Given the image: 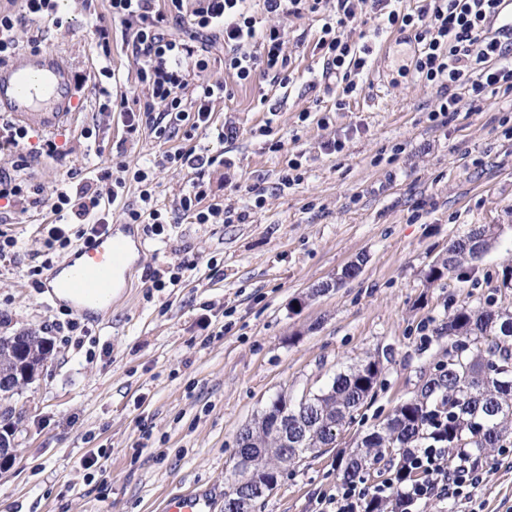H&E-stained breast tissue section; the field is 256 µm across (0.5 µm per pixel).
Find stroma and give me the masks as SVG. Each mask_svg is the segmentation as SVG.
Here are the masks:
<instances>
[{
	"label": "stroma",
	"instance_id": "stroma-1",
	"mask_svg": "<svg viewBox=\"0 0 512 512\" xmlns=\"http://www.w3.org/2000/svg\"><path fill=\"white\" fill-rule=\"evenodd\" d=\"M97 22L111 32L109 53L90 42ZM321 27L316 16L289 18L290 85L264 74L233 85L212 105L211 131L190 140L181 132L161 140L147 128L131 137L101 111L100 86L115 96L141 92L129 32L107 0H67L56 16L18 29L17 50L41 44L83 78L76 124L52 133L61 153L27 169L30 183L49 191L70 174L123 161L149 173L168 224L153 238L132 227L142 248L126 291L81 318L80 331L52 336L41 374L12 397L22 419L16 457L0 469V512H160L190 489L224 512L241 429L274 399L319 392L378 355L376 393L356 422L335 448L284 469L254 509L319 512L355 438L410 398L420 367L437 361L435 330L449 312L485 301L512 310V288L501 285L512 255V94L430 122L436 94L399 76L413 47L391 33L372 46L362 93L337 109L314 49ZM227 123L237 136L219 141ZM334 137L342 151L325 153L322 143ZM190 146L220 156L204 180L212 198L238 212L232 223L194 224L179 210L191 175L159 160ZM292 160L299 179L286 184ZM52 219L26 203L0 211V231L18 241L0 261V336L44 331L59 313L30 275L47 281L67 259L44 252ZM488 224L509 230L475 280L427 284L452 239ZM356 260L360 273L342 278ZM179 264L178 285L153 286L150 270ZM325 282L330 290L318 292ZM91 456L104 482L93 481ZM483 457L470 497L433 499L424 512H512V461L495 448Z\"/></svg>",
	"mask_w": 512,
	"mask_h": 512
}]
</instances>
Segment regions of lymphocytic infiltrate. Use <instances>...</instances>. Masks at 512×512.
<instances>
[{
	"label": "lymphocytic infiltrate",
	"instance_id": "lymphocytic-infiltrate-1",
	"mask_svg": "<svg viewBox=\"0 0 512 512\" xmlns=\"http://www.w3.org/2000/svg\"><path fill=\"white\" fill-rule=\"evenodd\" d=\"M197 2L189 21L192 37L186 40L168 30L169 18L181 14L183 0H167L163 9L156 7L155 0H109L113 18L132 31L131 54L143 91L142 97H123L111 105L128 135L145 126L165 140L185 124L194 131L210 128L213 102L229 96L230 90L220 82H190L183 68L185 59L194 58L197 72L209 68L208 57L196 51L193 37L208 33L223 37L224 69L238 84L249 83L260 71L285 85L289 55L283 21L314 13L323 17L315 44L323 59L321 78L336 85L337 106H345L347 98L361 93L357 78L368 67L370 40L395 31L410 33L418 45L417 54L410 65L400 68V75L412 76L438 92L430 121L461 111L463 101L512 93V37L485 26L497 0H419L411 11L402 8L401 0H259L257 14L247 8L246 0ZM56 11L57 0H21L19 12L0 11V60L14 51L19 26ZM27 135L26 128L0 115V150L14 153L10 169L0 170V201L10 207L29 201L50 208L55 223L43 242L48 253L70 245L66 225H78L83 236L107 228L112 222L110 203L123 197L131 181L142 186V205L126 208L125 222L143 225L149 236L163 234L165 219L152 204L147 171L130 169L120 161L89 170L80 182L61 181L47 194L21 176L29 166L30 156L24 151ZM215 162V156L192 147L164 153L160 159L161 165L195 172L179 205L197 224L232 221L230 209L207 200L202 172ZM482 474V461L475 451L428 443L407 449L403 470L384 482L371 487L341 484L329 502L335 512H362L369 503L382 504L395 497L400 512H419L421 504L434 497H465L481 482Z\"/></svg>",
	"mask_w": 512,
	"mask_h": 512
}]
</instances>
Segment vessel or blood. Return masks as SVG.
Instances as JSON below:
<instances>
[{
	"instance_id": "obj_1",
	"label": "vessel or blood",
	"mask_w": 512,
	"mask_h": 512,
	"mask_svg": "<svg viewBox=\"0 0 512 512\" xmlns=\"http://www.w3.org/2000/svg\"><path fill=\"white\" fill-rule=\"evenodd\" d=\"M76 96L67 60L52 51H22L0 62V112L19 123L55 129L73 115ZM77 256L48 288L61 289L77 313L110 308L126 262L122 240L105 231L84 241ZM209 506L203 494L190 492L171 498L163 512H207Z\"/></svg>"
}]
</instances>
